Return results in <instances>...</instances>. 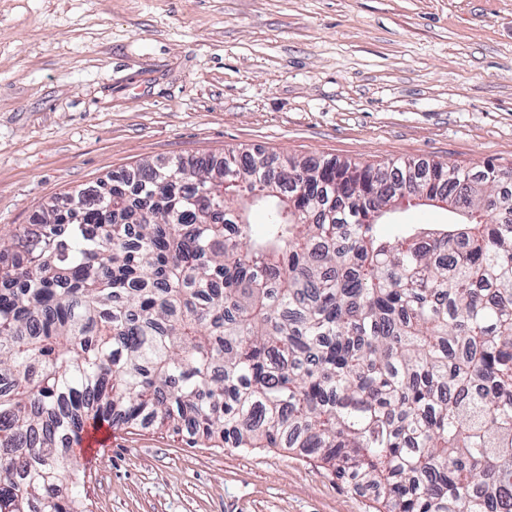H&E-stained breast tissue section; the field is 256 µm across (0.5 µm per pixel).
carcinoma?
Returning a JSON list of instances; mask_svg holds the SVG:
<instances>
[{
  "mask_svg": "<svg viewBox=\"0 0 512 512\" xmlns=\"http://www.w3.org/2000/svg\"><path fill=\"white\" fill-rule=\"evenodd\" d=\"M269 166L142 163L0 226V512H88L72 448L116 414L301 448L383 512H512V168ZM420 198L469 220L384 235Z\"/></svg>",
  "mask_w": 512,
  "mask_h": 512,
  "instance_id": "obj_1",
  "label": "carcinoma"
}]
</instances>
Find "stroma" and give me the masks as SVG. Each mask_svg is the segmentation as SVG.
<instances>
[{
	"label": "stroma",
	"mask_w": 512,
	"mask_h": 512,
	"mask_svg": "<svg viewBox=\"0 0 512 512\" xmlns=\"http://www.w3.org/2000/svg\"><path fill=\"white\" fill-rule=\"evenodd\" d=\"M512 168V0H0V225L143 161ZM90 512H376L299 448L113 422Z\"/></svg>",
	"instance_id": "obj_1"
}]
</instances>
